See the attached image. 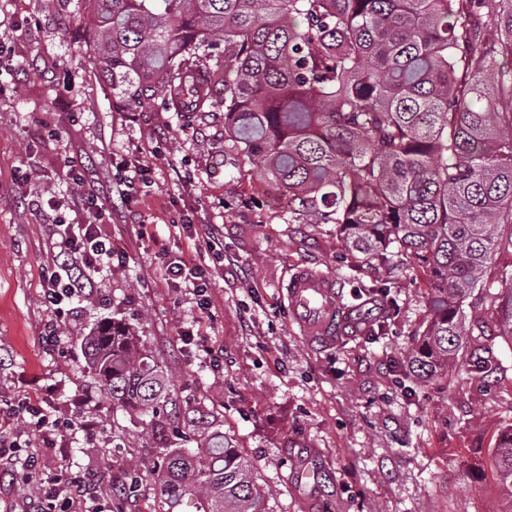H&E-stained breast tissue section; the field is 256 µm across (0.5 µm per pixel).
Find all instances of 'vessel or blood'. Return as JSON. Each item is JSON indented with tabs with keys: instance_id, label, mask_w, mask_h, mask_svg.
I'll list each match as a JSON object with an SVG mask.
<instances>
[{
	"instance_id": "obj_1",
	"label": "vessel or blood",
	"mask_w": 512,
	"mask_h": 512,
	"mask_svg": "<svg viewBox=\"0 0 512 512\" xmlns=\"http://www.w3.org/2000/svg\"><path fill=\"white\" fill-rule=\"evenodd\" d=\"M286 298L291 322L319 345H335L345 329L356 324L330 275L297 270L286 286Z\"/></svg>"
}]
</instances>
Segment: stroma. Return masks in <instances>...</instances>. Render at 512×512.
Returning <instances> with one entry per match:
<instances>
[{
    "instance_id": "obj_1",
    "label": "stroma",
    "mask_w": 512,
    "mask_h": 512,
    "mask_svg": "<svg viewBox=\"0 0 512 512\" xmlns=\"http://www.w3.org/2000/svg\"><path fill=\"white\" fill-rule=\"evenodd\" d=\"M83 22L78 0H0V432L20 435L18 460L38 463L29 484L0 466V512H20L33 483L64 468L90 484L73 512H163L152 476L160 450L137 415L101 397L85 355L103 320L131 324L163 370L180 430L169 446L184 447L203 414L248 459L268 512H512L492 462L497 435L512 427V338L486 306L483 335L468 337L447 378L404 390L402 361L429 314L413 258L365 263L335 225L289 223L285 197L225 143L223 112L188 119L160 98L129 108L83 41L62 39V25ZM122 161L149 162L147 182L95 214L87 198L107 195ZM61 215L98 222L112 268L57 316L42 269ZM212 224L224 227L216 269L204 243ZM186 256L209 268L208 309L163 277V262ZM305 266L332 274L351 307L356 293L389 287L398 315L373 338L353 329L330 348L308 343L282 297ZM188 330L195 343L184 342ZM480 345L495 358L487 376L473 366ZM26 396L67 423L62 447L27 435L17 411ZM92 418L100 427L90 433ZM306 464L320 483L293 480Z\"/></svg>"
}]
</instances>
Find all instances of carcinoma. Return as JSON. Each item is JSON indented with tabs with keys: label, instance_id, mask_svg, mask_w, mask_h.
<instances>
[{
	"label": "carcinoma",
	"instance_id": "cac0c4a2",
	"mask_svg": "<svg viewBox=\"0 0 512 512\" xmlns=\"http://www.w3.org/2000/svg\"><path fill=\"white\" fill-rule=\"evenodd\" d=\"M99 73L128 106L205 88L224 140L282 191L288 221L334 224L366 262L414 257L429 318L404 367L448 375L466 300L512 282V0H81ZM512 337V293L498 311ZM101 396L168 440L166 381L125 322L85 341ZM494 465L512 492V434ZM167 506L266 512L238 449L164 447Z\"/></svg>",
	"mask_w": 512,
	"mask_h": 512
}]
</instances>
